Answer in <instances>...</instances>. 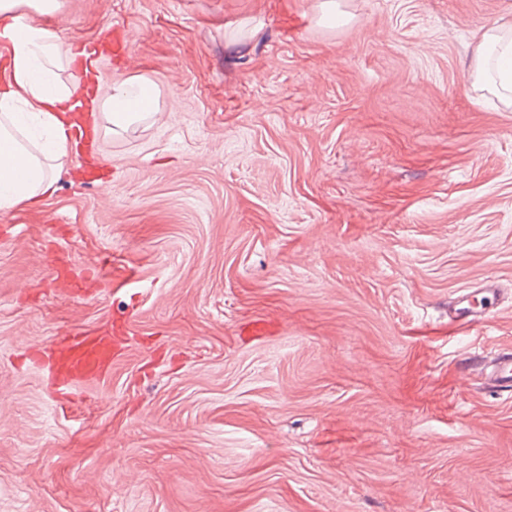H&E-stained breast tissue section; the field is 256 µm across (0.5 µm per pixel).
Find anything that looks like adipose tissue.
Here are the masks:
<instances>
[{
	"mask_svg": "<svg viewBox=\"0 0 512 512\" xmlns=\"http://www.w3.org/2000/svg\"><path fill=\"white\" fill-rule=\"evenodd\" d=\"M59 0H0V39L10 45L11 75L0 90V210L46 193L52 163L68 154L67 104L81 90L78 80L63 82L66 59L58 38L36 25L31 13H50ZM478 77L489 78L502 99H512V34L501 28L483 32L475 62ZM146 79L116 83L107 116L117 129L155 116Z\"/></svg>",
	"mask_w": 512,
	"mask_h": 512,
	"instance_id": "adipose-tissue-1",
	"label": "adipose tissue"
}]
</instances>
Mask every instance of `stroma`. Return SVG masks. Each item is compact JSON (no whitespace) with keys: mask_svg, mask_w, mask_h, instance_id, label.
I'll use <instances>...</instances> for the list:
<instances>
[{"mask_svg":"<svg viewBox=\"0 0 512 512\" xmlns=\"http://www.w3.org/2000/svg\"><path fill=\"white\" fill-rule=\"evenodd\" d=\"M59 2L162 114L0 213V512H512V392L463 380L512 351V106L472 70L512 0ZM47 219L136 282L61 295ZM111 322L64 412L31 352Z\"/></svg>","mask_w":512,"mask_h":512,"instance_id":"stroma-1","label":"stroma"}]
</instances>
